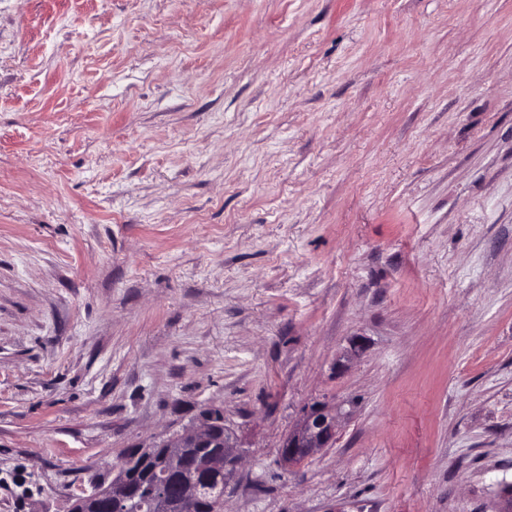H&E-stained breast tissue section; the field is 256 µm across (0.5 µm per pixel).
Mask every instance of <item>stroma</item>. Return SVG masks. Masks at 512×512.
<instances>
[{"label":"stroma","mask_w":512,"mask_h":512,"mask_svg":"<svg viewBox=\"0 0 512 512\" xmlns=\"http://www.w3.org/2000/svg\"><path fill=\"white\" fill-rule=\"evenodd\" d=\"M206 407L224 512H497L512 0H0V512ZM343 413L326 404H315L303 412L300 419L280 445L279 463L293 468L327 448L333 440Z\"/></svg>","instance_id":"1"}]
</instances>
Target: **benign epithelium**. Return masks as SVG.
<instances>
[{
	"instance_id": "benign-epithelium-1",
	"label": "benign epithelium",
	"mask_w": 512,
	"mask_h": 512,
	"mask_svg": "<svg viewBox=\"0 0 512 512\" xmlns=\"http://www.w3.org/2000/svg\"><path fill=\"white\" fill-rule=\"evenodd\" d=\"M341 416V411L326 404H315L305 409L294 428L282 440L279 452L280 465L288 469L293 468L328 447L335 436ZM214 418V409L207 408L203 410L200 421L162 440L166 448L164 465L168 472H188L190 462L183 454V447L185 443L198 442L209 434ZM241 463L242 453L233 439L225 442L224 454L210 458V467L224 473L226 485L233 480ZM121 469L122 463L113 465L112 481L94 483L91 489H83L71 495L70 505L88 499H111L113 491L124 486ZM132 496H141L148 500L155 512H165L167 508L166 487L163 483L137 489L132 492Z\"/></svg>"
}]
</instances>
